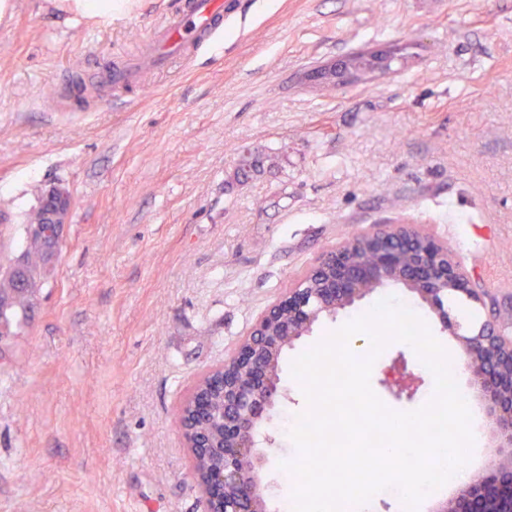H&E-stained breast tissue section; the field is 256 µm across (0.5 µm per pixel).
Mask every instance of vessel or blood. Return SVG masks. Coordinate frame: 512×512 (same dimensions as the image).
Listing matches in <instances>:
<instances>
[{
    "label": "vessel or blood",
    "instance_id": "1",
    "mask_svg": "<svg viewBox=\"0 0 512 512\" xmlns=\"http://www.w3.org/2000/svg\"><path fill=\"white\" fill-rule=\"evenodd\" d=\"M186 33L191 35L192 49L196 52L219 41L224 33L223 5L217 0H182L178 9L140 40L132 56L99 66L94 76L99 94L91 105L92 110L108 109L110 91L141 83L146 72L160 68L165 62L161 46L181 43Z\"/></svg>",
    "mask_w": 512,
    "mask_h": 512
}]
</instances>
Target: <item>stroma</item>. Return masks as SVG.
<instances>
[{"label":"stroma","mask_w":512,"mask_h":512,"mask_svg":"<svg viewBox=\"0 0 512 512\" xmlns=\"http://www.w3.org/2000/svg\"><path fill=\"white\" fill-rule=\"evenodd\" d=\"M178 2L114 0L89 20L60 0H11L0 17V265L20 255L39 189L62 185L73 202L55 271L0 353V512H204L180 400L348 231L422 228L485 288L480 318L512 322V0H224L221 47L148 73L110 111L47 98L68 72L134 52ZM397 45L408 55L385 76L331 90L306 79ZM392 296L458 355L401 288L322 320L281 362L280 498L307 409L292 360ZM400 352L422 381L409 402L380 383ZM370 382L393 411L435 390L401 341Z\"/></svg>","instance_id":"1"}]
</instances>
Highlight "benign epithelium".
Wrapping results in <instances>:
<instances>
[{
  "mask_svg": "<svg viewBox=\"0 0 512 512\" xmlns=\"http://www.w3.org/2000/svg\"><path fill=\"white\" fill-rule=\"evenodd\" d=\"M323 73L340 84L356 80L338 61ZM42 205L45 220L33 232L49 244L53 269L72 201L65 188L53 184L43 191ZM0 274L11 276L20 289L41 286L31 283L20 259L1 267ZM386 286L417 297L459 342V369L472 396L483 403L490 430L482 475L438 501L432 512H512V325L494 318L473 326L451 318L449 293L479 303L480 290L448 245L414 225H372L324 254L261 313L224 364L209 370L181 401L178 428L193 456L216 447L205 422L214 396L224 400V464L195 473L205 512H271L266 468L272 439L263 431L278 401L283 352L310 335L320 319L333 318ZM380 383L396 399L411 400L421 380L400 353Z\"/></svg>",
  "mask_w": 512,
  "mask_h": 512,
  "instance_id": "1",
  "label": "benign epithelium"
}]
</instances>
